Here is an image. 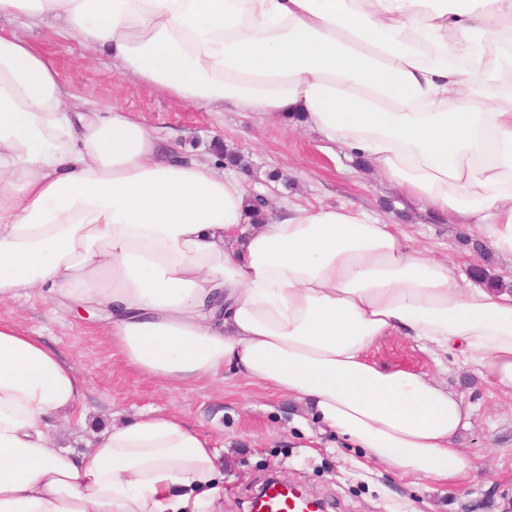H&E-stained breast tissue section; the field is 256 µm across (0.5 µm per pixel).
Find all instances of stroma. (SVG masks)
<instances>
[{
  "mask_svg": "<svg viewBox=\"0 0 512 512\" xmlns=\"http://www.w3.org/2000/svg\"><path fill=\"white\" fill-rule=\"evenodd\" d=\"M28 39L50 56L75 94L106 108L136 114L175 144L185 157L210 156L223 164L225 152L242 155L251 171L250 188L270 201L301 206L341 205L397 225L414 243L447 263L455 274L482 266L512 284V255L482 254L473 244L482 233L447 216L420 210L362 161L349 160L314 131L289 118L260 119L228 107L219 111L178 103L148 88L83 45L65 42L47 30ZM19 320L73 361L86 381L84 407L95 424L167 408L219 440L224 469L221 512H250L251 500L269 475L286 478L330 506L329 512H505L512 503V397L500 393L462 359L436 356L406 336H390L369 356L380 365L433 376L460 394L473 409L459 448L471 459L469 478L453 487L428 480L407 485L376 466L356 464L345 445L311 448L304 436L306 411L269 395L260 386L224 372L178 389L146 379L112 354V341L88 314L65 313L54 301L0 302V320Z\"/></svg>",
  "mask_w": 512,
  "mask_h": 512,
  "instance_id": "35a3bbf8",
  "label": "stroma"
}]
</instances>
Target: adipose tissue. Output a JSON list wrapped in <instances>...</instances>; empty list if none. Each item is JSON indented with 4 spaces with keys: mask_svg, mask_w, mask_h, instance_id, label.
<instances>
[{
    "mask_svg": "<svg viewBox=\"0 0 512 512\" xmlns=\"http://www.w3.org/2000/svg\"><path fill=\"white\" fill-rule=\"evenodd\" d=\"M0 300L99 312L124 362L175 387L224 370L309 410L320 434L400 477L458 484L472 410L434 378L371 362L412 337L512 396V293L452 275L345 205L279 203L76 97L19 29L50 28L192 106L295 115L424 208L512 255V0H0ZM85 381L0 320V512H211L216 441L154 409L86 427Z\"/></svg>",
    "mask_w": 512,
    "mask_h": 512,
    "instance_id": "adipose-tissue-1",
    "label": "adipose tissue"
}]
</instances>
